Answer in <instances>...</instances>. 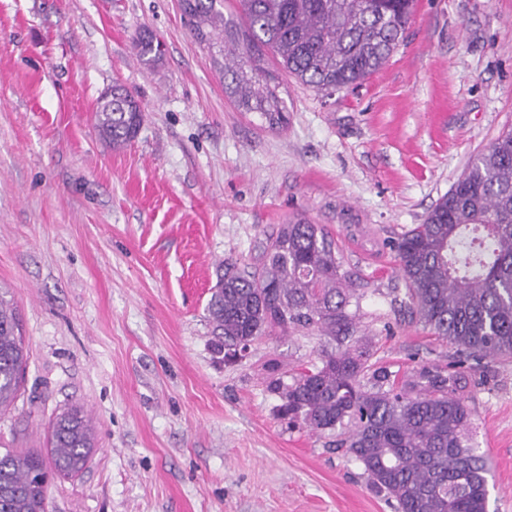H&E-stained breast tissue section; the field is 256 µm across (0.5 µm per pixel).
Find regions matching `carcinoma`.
<instances>
[{
  "mask_svg": "<svg viewBox=\"0 0 512 512\" xmlns=\"http://www.w3.org/2000/svg\"><path fill=\"white\" fill-rule=\"evenodd\" d=\"M220 2L187 0L185 14L199 41L215 32L234 40L224 53V93L272 129L286 124V106L257 47L318 91L341 89L384 64L414 8V0H239L236 22ZM136 48L147 65L161 55L146 33ZM142 122L140 102L119 84L95 112L99 136L114 149L135 139ZM395 252L406 285L401 306L459 353L446 369L419 363L398 388L388 368L369 363L356 336L362 294L324 229L302 221L280 226L258 267L231 265L218 277L208 304L214 333L244 349L277 330L318 331L319 364L289 383L269 377L278 416L315 432L346 430V454L397 512H487L490 468L473 444V411L456 392L466 359L512 357V130L476 155ZM7 294L0 289V411L17 398L28 360ZM94 443L90 419L71 407L52 425V466L0 452V512H47L48 471L79 472Z\"/></svg>",
  "mask_w": 512,
  "mask_h": 512,
  "instance_id": "obj_1",
  "label": "carcinoma"
}]
</instances>
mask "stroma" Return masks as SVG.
Returning <instances> with one entry per match:
<instances>
[{
    "label": "stroma",
    "mask_w": 512,
    "mask_h": 512,
    "mask_svg": "<svg viewBox=\"0 0 512 512\" xmlns=\"http://www.w3.org/2000/svg\"><path fill=\"white\" fill-rule=\"evenodd\" d=\"M162 55L144 66L142 30ZM288 126L224 92L223 57L179 0H0V287L29 351L0 448L49 457L81 406L97 445L52 475L48 512H394L342 430L277 415L268 366L316 364L315 331L256 339L228 362L207 305L291 220L318 224L365 297L370 360L398 379L457 360L394 298L397 239L512 130V0H417L404 38L356 88L304 85L270 51ZM121 84L144 108L115 149L95 127ZM458 395L491 466L488 512H512V358L468 360Z\"/></svg>",
    "instance_id": "35a3bbf8"
}]
</instances>
